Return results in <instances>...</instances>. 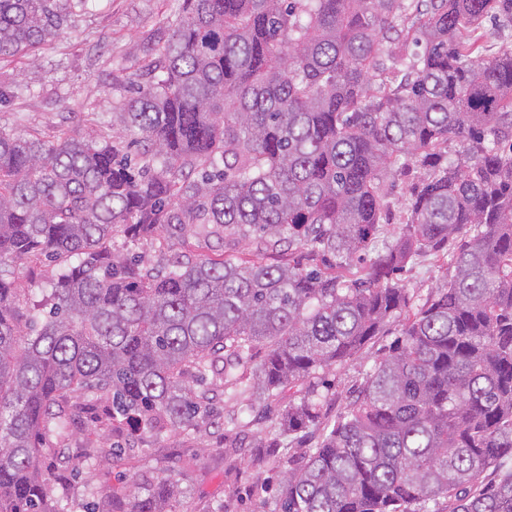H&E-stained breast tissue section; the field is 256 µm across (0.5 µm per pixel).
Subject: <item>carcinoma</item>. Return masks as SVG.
Instances as JSON below:
<instances>
[{
    "label": "carcinoma",
    "mask_w": 512,
    "mask_h": 512,
    "mask_svg": "<svg viewBox=\"0 0 512 512\" xmlns=\"http://www.w3.org/2000/svg\"><path fill=\"white\" fill-rule=\"evenodd\" d=\"M104 2L0 0V59H36ZM487 17L512 25V0H183L117 103L129 140L0 128V262L72 258L24 322L0 275V512H75L51 502L41 430L101 401L135 436L195 430L209 376L318 431L269 512H512V48L482 56ZM391 170L420 177L379 247ZM192 232L255 252L157 269L110 246ZM286 245L304 255L263 261ZM444 251L453 274L413 307L397 274ZM390 321L400 337L323 420L320 373ZM176 493L111 512H172Z\"/></svg>",
    "instance_id": "obj_1"
}]
</instances>
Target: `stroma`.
Returning <instances> with one entry per match:
<instances>
[{"instance_id":"1","label":"stroma","mask_w":512,"mask_h":512,"mask_svg":"<svg viewBox=\"0 0 512 512\" xmlns=\"http://www.w3.org/2000/svg\"><path fill=\"white\" fill-rule=\"evenodd\" d=\"M181 4L182 0H108L96 13L73 14L67 28L36 61L0 60V91L9 95L0 104V128L44 141L54 140L62 128L77 139L124 136V126L113 121L112 110L127 96L129 80H148V59L171 33ZM18 83L29 85L30 94L14 96ZM131 250L145 264L162 266L174 252L193 260L222 254L246 257L254 247L247 241L224 242L192 234L164 250L149 240L135 243ZM67 264V258L44 256L35 264L8 262L0 270L20 288L19 307L25 310L46 298L50 280ZM448 274L446 260L424 254L407 265L401 279L413 302L421 304L447 282ZM398 330V325H389L361 357L323 374V417L344 412L353 391L387 354ZM249 402L246 394L219 402L228 425L208 423L188 435L163 431L132 442L127 433L112 431L106 420L96 435L79 429L45 432L43 448L54 453L53 460L44 463L50 493L54 499L82 504L114 495H140L168 480L181 490L172 503L174 512H213L219 504L227 512H265L272 497L265 483L278 482L302 450L285 437L273 463L263 469L249 465V458L260 455L269 438L266 420L248 411ZM129 442L134 445L130 451L125 448Z\"/></svg>"}]
</instances>
